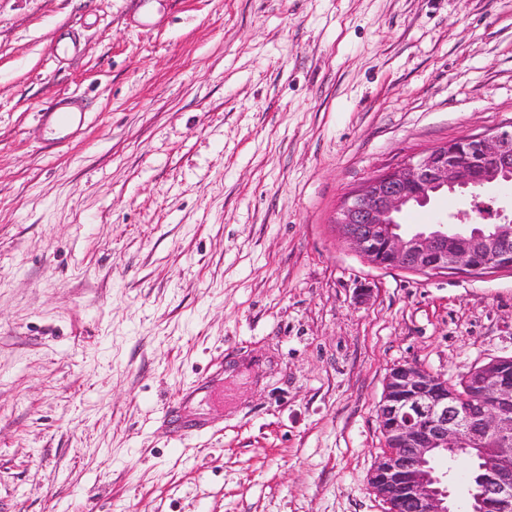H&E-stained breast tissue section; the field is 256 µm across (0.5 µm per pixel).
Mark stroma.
Masks as SVG:
<instances>
[{
  "label": "stroma",
  "mask_w": 512,
  "mask_h": 512,
  "mask_svg": "<svg viewBox=\"0 0 512 512\" xmlns=\"http://www.w3.org/2000/svg\"><path fill=\"white\" fill-rule=\"evenodd\" d=\"M509 123L512 0H0V512H385L387 374L512 357V269L333 219ZM83 112L85 110L82 105L70 97H65L57 99L52 106L44 109L42 118L51 129L65 132L71 129L78 119L81 121Z\"/></svg>",
  "instance_id": "stroma-1"
}]
</instances>
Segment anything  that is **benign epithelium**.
<instances>
[{"instance_id": "1", "label": "benign epithelium", "mask_w": 512, "mask_h": 512, "mask_svg": "<svg viewBox=\"0 0 512 512\" xmlns=\"http://www.w3.org/2000/svg\"><path fill=\"white\" fill-rule=\"evenodd\" d=\"M512 184V122L488 134L466 135L411 157L366 181L336 212L334 224L371 265L423 274L482 275L512 269V211L481 197L454 215L473 228L439 222L403 231L400 216L425 207L440 192L465 193ZM379 425L385 448L368 475L387 512H451L448 474L430 467L450 448L476 450L489 461L476 506L512 512V358L471 372L464 392L413 362L388 373Z\"/></svg>"}]
</instances>
